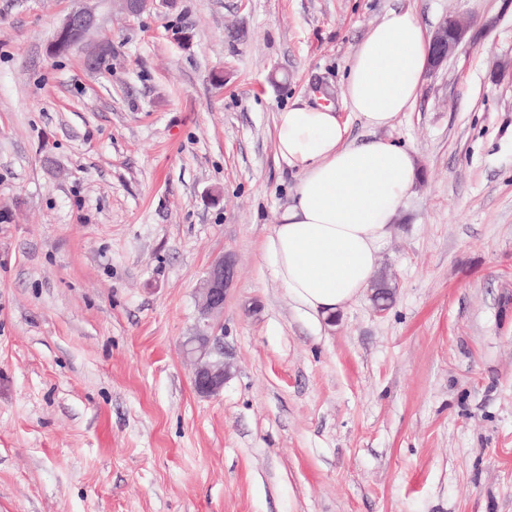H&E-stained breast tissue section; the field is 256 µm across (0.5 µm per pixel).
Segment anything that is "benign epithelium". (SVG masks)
<instances>
[{"instance_id":"1","label":"benign epithelium","mask_w":512,"mask_h":512,"mask_svg":"<svg viewBox=\"0 0 512 512\" xmlns=\"http://www.w3.org/2000/svg\"><path fill=\"white\" fill-rule=\"evenodd\" d=\"M94 16L85 8L72 12L56 29L57 40L49 51L57 53L72 41L83 38L92 28ZM471 23L459 15L444 16L435 27L429 50V70H438L448 61L470 30ZM235 274L234 261L221 256L209 266L199 283V320L193 334L183 342V354L193 362L191 382L195 393L205 399L218 396L230 377L224 361V337L217 334L224 318V301Z\"/></svg>"}]
</instances>
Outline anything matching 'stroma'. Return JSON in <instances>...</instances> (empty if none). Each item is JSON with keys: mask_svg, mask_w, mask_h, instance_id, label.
Segmentation results:
<instances>
[{"mask_svg": "<svg viewBox=\"0 0 512 512\" xmlns=\"http://www.w3.org/2000/svg\"><path fill=\"white\" fill-rule=\"evenodd\" d=\"M0 0V512H512V0ZM393 9L474 24L383 137L420 177L382 247L392 302L330 322L262 245L296 176L276 116L330 104ZM188 27L192 40L172 37ZM232 363L181 353L211 262ZM93 23L94 16L89 9L75 10L56 29L57 40L49 45V51L57 53L66 49L73 40L76 42L83 38L90 31Z\"/></svg>", "mask_w": 512, "mask_h": 512, "instance_id": "stroma-1", "label": "stroma"}]
</instances>
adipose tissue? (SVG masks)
<instances>
[{
    "instance_id": "obj_1",
    "label": "adipose tissue",
    "mask_w": 512,
    "mask_h": 512,
    "mask_svg": "<svg viewBox=\"0 0 512 512\" xmlns=\"http://www.w3.org/2000/svg\"><path fill=\"white\" fill-rule=\"evenodd\" d=\"M430 38L409 10L389 11L351 56L344 103L376 135L355 143L333 107L294 104L276 117L277 153L298 179L263 243L276 277L312 317L366 295L379 253L417 178L412 153L379 131L416 99Z\"/></svg>"
}]
</instances>
